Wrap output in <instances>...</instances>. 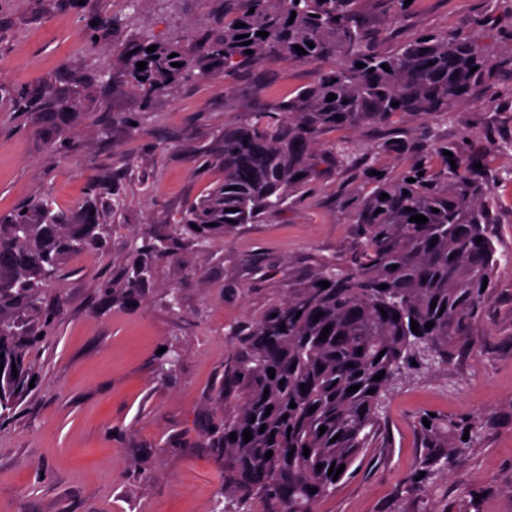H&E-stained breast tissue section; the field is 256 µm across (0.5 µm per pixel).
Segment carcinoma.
I'll use <instances>...</instances> for the list:
<instances>
[{
  "label": "carcinoma",
  "mask_w": 512,
  "mask_h": 512,
  "mask_svg": "<svg viewBox=\"0 0 512 512\" xmlns=\"http://www.w3.org/2000/svg\"><path fill=\"white\" fill-rule=\"evenodd\" d=\"M408 8L405 0H388L386 24L398 23ZM224 17L222 32L204 31L190 50L147 36L112 64L94 69L113 89L149 103L184 82L232 75L265 53L301 64L331 63L276 111L251 112L225 124L217 150L202 155V167L217 164L224 178L187 205L178 220L202 246L283 209L320 174L323 163H353L348 145L319 147L328 129L385 124L397 113L446 118L478 86L498 98L512 97V85L496 81L500 62L493 46L475 35L478 29L512 41V12L481 13L474 30L430 31L386 52L379 49L383 30L361 14L359 0H224ZM259 31L268 36H258ZM152 45L156 50L147 52ZM296 45L305 54H298ZM139 62L146 69L138 70ZM331 94L336 99L329 101ZM86 97L83 92L60 95L51 87L34 103L23 91L6 94L17 112L59 117ZM446 150L453 156L444 155ZM476 163L479 157L459 145L432 143L398 177L380 170L367 175L372 191L353 213L364 241L350 252L348 266L323 264L311 281L249 325L224 366V423L207 432L211 447L230 459L224 494L233 498L235 510L220 512H250L255 497L271 512H315L336 489L329 468L345 466L342 479L366 449L376 447L384 397L399 377L447 363L456 347L475 349L466 324L485 295L484 280L493 278L499 264L492 188ZM384 193L388 198L382 200ZM417 214L428 221H410ZM109 230L110 224L88 209L55 212L42 198L0 219L1 422L14 416L29 389V353L39 342L20 332L7 311L23 303L35 306L40 288L57 275L61 257L101 242ZM167 249L164 241L148 238L116 287L128 294L142 287L153 275L154 259ZM321 281L329 287L322 288ZM325 327L329 334L322 340ZM382 370L385 375L374 380ZM353 385L358 391L347 392ZM427 420L430 427L421 420L418 425L430 452L415 469L416 476L425 473L415 484L451 471L455 439L467 431V443L473 444L481 431L475 419L462 423L437 415ZM246 429L252 434L248 442L242 435Z\"/></svg>",
  "instance_id": "cac0c4a2"
}]
</instances>
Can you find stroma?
<instances>
[{"mask_svg": "<svg viewBox=\"0 0 512 512\" xmlns=\"http://www.w3.org/2000/svg\"><path fill=\"white\" fill-rule=\"evenodd\" d=\"M511 10L512 0H415L383 47L424 30L471 28L481 11ZM104 13L116 24L97 27ZM223 23V0H139L133 12L127 0H0V82L32 93L89 90L63 122L61 151L40 114L0 102V217L43 196L65 212L90 199L112 211L106 243L66 254L37 309L14 312L44 340L32 353L33 388L0 425V512H214L225 462L202 433L221 422L237 331L323 262L344 265L359 243L351 213L371 190L359 166L327 168L283 210L203 246L177 224L223 176L194 167L225 123L274 109L313 80L315 66L266 55L229 78L180 84L150 106L87 81V57L109 63L147 34L189 46L200 29ZM145 111L149 122L134 127ZM384 139L461 143L482 155L499 265L467 327L475 349H454L447 364L396 382L381 446L361 455L316 512H512V100L490 101L480 87L453 119L398 114L321 141L350 142L362 159L399 175L414 155L372 153ZM94 181L100 194L90 192ZM148 235L171 242L152 278L132 294L111 293ZM164 349L179 355L165 373ZM430 413L481 420L482 433L452 473L417 487L409 477L425 454L418 421Z\"/></svg>", "mask_w": 512, "mask_h": 512, "instance_id": "obj_1", "label": "stroma"}]
</instances>
